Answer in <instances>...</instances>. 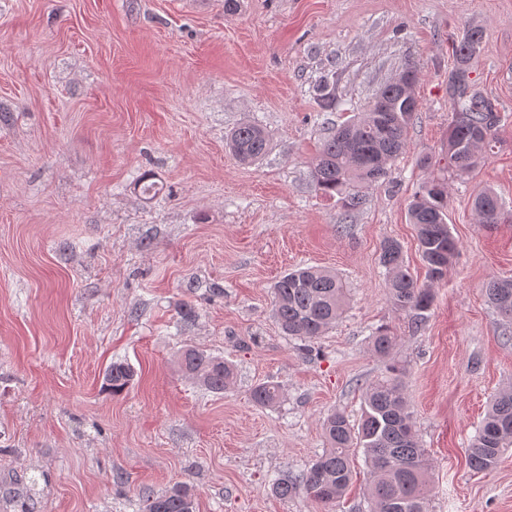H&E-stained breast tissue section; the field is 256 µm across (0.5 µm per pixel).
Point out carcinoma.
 <instances>
[{
    "mask_svg": "<svg viewBox=\"0 0 512 512\" xmlns=\"http://www.w3.org/2000/svg\"><path fill=\"white\" fill-rule=\"evenodd\" d=\"M483 49V30L471 27L452 44L453 65L448 70V124L444 169L463 177L483 161L498 143L500 115L491 102L473 88L472 61ZM418 82V70L408 66L396 78L377 90L380 101L369 102L365 111L336 128L322 145L312 171L317 192L338 198L352 211L363 203L360 189L385 179L387 164L406 147L409 125L419 110L417 98L404 95L402 81ZM226 146L242 164L261 158L268 146L265 131L251 122L240 123L226 139ZM473 210L480 224H499L505 213L497 195L484 189L475 194ZM410 223L416 228L418 246L427 278L438 282L448 275L457 245L448 227V186L446 178L429 176L414 193L408 207ZM379 264L388 277V296L395 309L411 323L420 325L434 303L431 287L418 283L405 264L400 244L386 239L380 245ZM274 317L283 333L304 341V350L313 344L344 312L346 289L336 274L317 267H299L281 276L273 286ZM487 302L503 317L512 319V279H495L485 288ZM397 343L389 329L380 328L371 337L375 354L386 357ZM183 374L213 392H222L235 377L234 366L224 359L196 348L180 352ZM134 369L124 361H114L105 374L106 388L118 395L130 387ZM403 370L393 365L387 374L367 390L358 425L341 412L323 421L329 448L311 461L295 478H282L272 491L283 499L298 494L326 512L348 488L353 476L355 450L362 449L370 467L368 496L371 512H427V485L431 464L421 448L413 414L404 393ZM282 388L264 382L252 390L259 407L279 403ZM512 447V390L492 401L477 435L467 448L470 466L485 471L496 466ZM194 500L187 486L163 494H148L143 512H194Z\"/></svg>",
    "mask_w": 512,
    "mask_h": 512,
    "instance_id": "1",
    "label": "carcinoma"
}]
</instances>
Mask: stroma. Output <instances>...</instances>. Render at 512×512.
I'll use <instances>...</instances> for the list:
<instances>
[{
    "label": "stroma",
    "mask_w": 512,
    "mask_h": 512,
    "mask_svg": "<svg viewBox=\"0 0 512 512\" xmlns=\"http://www.w3.org/2000/svg\"><path fill=\"white\" fill-rule=\"evenodd\" d=\"M470 26L485 33L472 78L501 115L499 143L448 180L458 255L415 330L379 248L400 242L426 283L407 205L423 159L443 155L451 44ZM409 65L420 110L406 148L344 210L314 189L319 149ZM248 120L268 149L243 165L225 139ZM484 187L512 214V0H239L233 13L224 0H0V512H141L181 484L196 512H321L271 483L323 452L328 412L359 419L391 360L433 465L429 512H512V449L486 472L466 462L512 387V321L485 296L512 279V221L476 222ZM299 264L348 290L308 355L273 317L272 286ZM380 327L397 336L387 360L369 344ZM187 346L234 364L224 392L182 374ZM116 360L138 376L115 396L102 385ZM270 380L280 403L255 406Z\"/></svg>",
    "instance_id": "obj_1"
}]
</instances>
